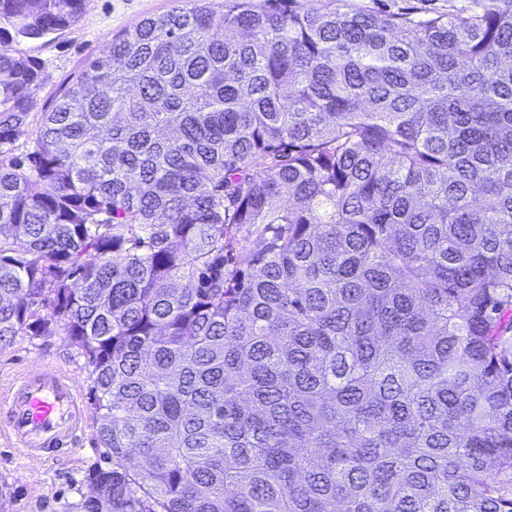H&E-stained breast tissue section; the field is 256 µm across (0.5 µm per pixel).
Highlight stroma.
<instances>
[{"instance_id": "stroma-1", "label": "stroma", "mask_w": 512, "mask_h": 512, "mask_svg": "<svg viewBox=\"0 0 512 512\" xmlns=\"http://www.w3.org/2000/svg\"><path fill=\"white\" fill-rule=\"evenodd\" d=\"M377 13L415 10L427 17L463 10L473 0H354ZM176 0H89L83 16L68 29L39 40L18 44L25 55L44 64V81L34 99L29 122L13 143L0 147V156L20 154L29 147L41 123V114L60 85L78 71L83 61L98 53L115 36L134 27L144 18L165 14ZM54 361L68 369L82 392L91 381L78 348L63 336L33 339L17 336L0 345V384L18 371ZM112 459L99 443L95 426H88L79 445L50 460L21 455L0 439V486L8 487L9 499L0 512H77L76 505L88 489L87 480L97 470H108Z\"/></svg>"}]
</instances>
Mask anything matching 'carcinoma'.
Wrapping results in <instances>:
<instances>
[{
  "label": "carcinoma",
  "mask_w": 512,
  "mask_h": 512,
  "mask_svg": "<svg viewBox=\"0 0 512 512\" xmlns=\"http://www.w3.org/2000/svg\"><path fill=\"white\" fill-rule=\"evenodd\" d=\"M42 82L0 49V145ZM56 334L78 512H512V0H179L86 58L0 159V344ZM355 4L375 13L415 10L419 16L447 14L448 10H463L473 5V0H353Z\"/></svg>",
  "instance_id": "1"
}]
</instances>
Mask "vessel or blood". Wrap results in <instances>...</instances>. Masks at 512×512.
<instances>
[{"label":"vessel or blood","instance_id":"1","mask_svg":"<svg viewBox=\"0 0 512 512\" xmlns=\"http://www.w3.org/2000/svg\"><path fill=\"white\" fill-rule=\"evenodd\" d=\"M0 425L11 447L27 457H51L75 447L87 422L79 386L60 365L47 362L19 373L0 396Z\"/></svg>","mask_w":512,"mask_h":512}]
</instances>
